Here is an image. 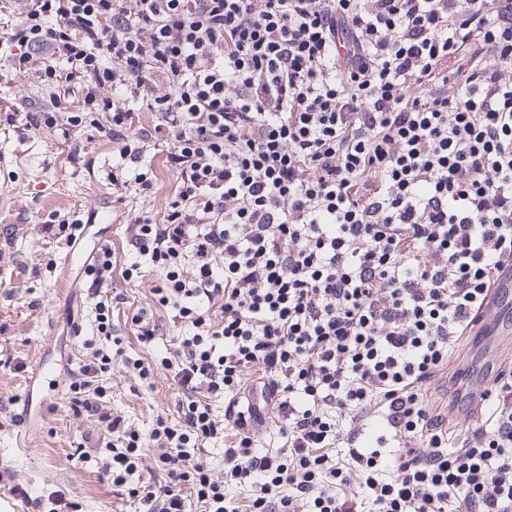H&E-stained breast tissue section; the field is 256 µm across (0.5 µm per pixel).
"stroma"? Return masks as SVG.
<instances>
[{"instance_id": "1", "label": "stroma", "mask_w": 512, "mask_h": 512, "mask_svg": "<svg viewBox=\"0 0 512 512\" xmlns=\"http://www.w3.org/2000/svg\"><path fill=\"white\" fill-rule=\"evenodd\" d=\"M48 94L12 71L0 74V114L19 108L27 111L49 107ZM119 144L107 131L85 129L75 141L64 140L44 128L21 133L0 124V229L15 224L23 236L14 248V259L0 261V279L11 281L10 296L0 295V475L11 474L16 482L33 490L61 488L82 507V512H133L134 506L96 466V450L102 444L92 418L76 416L65 392H58L44 418L23 427L15 417L21 406L29 370L44 351L66 369L78 370L84 339L93 334L92 310L86 290L92 279L80 266L64 267L65 241L40 236L39 225L49 219L87 223V242L111 236L113 259L119 274L112 285L125 296L114 305L112 321L124 336L128 357L155 361L151 384H142L122 361H115L108 381L111 408L138 429L149 430L157 416L173 414L176 394L171 373L160 360L183 332L172 310L155 304L152 288L159 274L146 268L142 279L130 285L120 271L130 258L124 230L134 215H166L176 195L178 174L164 166L163 152H156L154 188L142 193L128 188L112 189L106 164L119 158ZM154 310L163 324V335L154 351L136 340L131 317L138 309ZM82 327L71 333L72 324ZM86 456H79V449Z\"/></svg>"}]
</instances>
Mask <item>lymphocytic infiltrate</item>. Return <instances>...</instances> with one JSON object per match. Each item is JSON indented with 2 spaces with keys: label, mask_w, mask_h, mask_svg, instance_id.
I'll use <instances>...</instances> for the list:
<instances>
[{
  "label": "lymphocytic infiltrate",
  "mask_w": 512,
  "mask_h": 512,
  "mask_svg": "<svg viewBox=\"0 0 512 512\" xmlns=\"http://www.w3.org/2000/svg\"><path fill=\"white\" fill-rule=\"evenodd\" d=\"M11 8V68L82 94L25 129L74 140L95 113L121 145L113 187L152 190L162 144L180 179L163 221L127 225L122 272L158 268L185 327L175 416L145 433L111 413L107 292L68 386L135 512H512V370L469 434L449 428L460 391L429 401L512 265V0ZM269 409L273 450L253 437Z\"/></svg>",
  "instance_id": "obj_1"
}]
</instances>
